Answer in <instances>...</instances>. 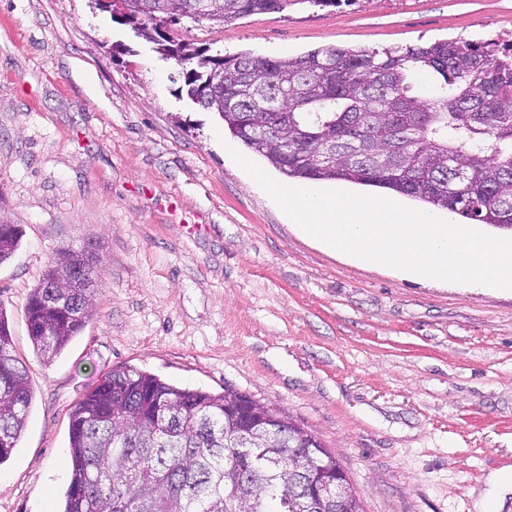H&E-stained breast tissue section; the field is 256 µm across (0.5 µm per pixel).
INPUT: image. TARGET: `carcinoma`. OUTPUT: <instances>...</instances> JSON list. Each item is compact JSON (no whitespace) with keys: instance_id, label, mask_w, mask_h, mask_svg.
<instances>
[{"instance_id":"obj_1","label":"carcinoma","mask_w":512,"mask_h":512,"mask_svg":"<svg viewBox=\"0 0 512 512\" xmlns=\"http://www.w3.org/2000/svg\"><path fill=\"white\" fill-rule=\"evenodd\" d=\"M155 31L162 53L175 43L160 0H120ZM336 0H182L178 9L224 24L297 4ZM187 95L217 113L247 148L291 178L389 189L477 224L512 231V62L480 44L448 39L402 49L327 47L269 59L210 55L180 45ZM436 77L435 94L412 93V77ZM18 224H0V263L19 246ZM59 251L24 307L29 338L54 359L93 316L92 299L69 288ZM238 394L167 383L118 366L69 416L72 477L59 512H363L338 458L315 435L278 415L283 434L251 427L229 407ZM33 393L12 351L0 305V464L17 448ZM305 450L341 476L338 492L295 486Z\"/></svg>"}]
</instances>
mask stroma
Instances as JSON below:
<instances>
[{
    "mask_svg": "<svg viewBox=\"0 0 512 512\" xmlns=\"http://www.w3.org/2000/svg\"><path fill=\"white\" fill-rule=\"evenodd\" d=\"M387 4L172 33L282 58L512 28V0ZM178 71L94 0H0V223L22 228L0 304L33 391L0 464V512H59L70 410L121 365L296 420L336 454L364 512H473L472 489L512 464V291L420 282L303 237L224 147L264 158L188 98ZM86 245L95 312L44 362L26 299L59 249Z\"/></svg>",
    "mask_w": 512,
    "mask_h": 512,
    "instance_id": "obj_1",
    "label": "stroma"
}]
</instances>
